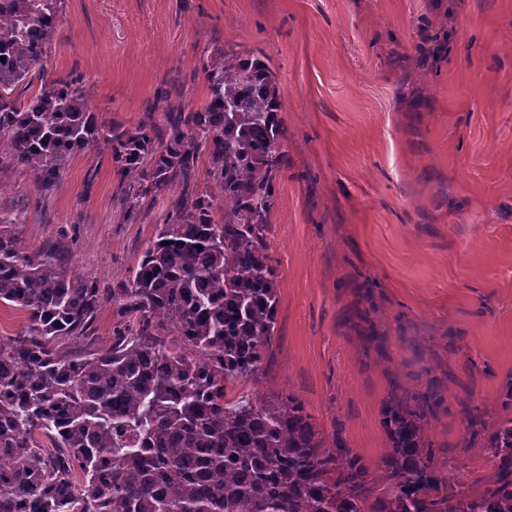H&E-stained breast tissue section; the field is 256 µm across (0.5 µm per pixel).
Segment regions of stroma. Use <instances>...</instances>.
I'll return each instance as SVG.
<instances>
[{
  "label": "stroma",
  "mask_w": 512,
  "mask_h": 512,
  "mask_svg": "<svg viewBox=\"0 0 512 512\" xmlns=\"http://www.w3.org/2000/svg\"><path fill=\"white\" fill-rule=\"evenodd\" d=\"M253 55L282 95L285 162L268 255L275 339L232 389L297 397L326 447L342 440L387 486L381 409L427 407L451 487L495 475L482 445L512 418V0H64L37 76L82 77L104 127L165 125L205 101L203 65ZM106 143L55 189L0 151V219L105 298L68 354L102 350L173 184L137 220Z\"/></svg>",
  "instance_id": "35a3bbf8"
}]
</instances>
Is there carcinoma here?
<instances>
[{
    "label": "carcinoma",
    "instance_id": "obj_1",
    "mask_svg": "<svg viewBox=\"0 0 512 512\" xmlns=\"http://www.w3.org/2000/svg\"><path fill=\"white\" fill-rule=\"evenodd\" d=\"M62 0H0V132L42 192L70 154L105 140L122 178L124 217L179 182L180 196L129 283L112 289L141 328H117L102 352L70 356L103 294L45 251L0 230V304L25 330L0 338V512H512V418L484 448L496 463L478 494L448 487L426 442V413L382 408L389 486L329 450L293 395L254 401L229 385L254 376L272 346L276 272L267 253L274 181L283 164L281 95L258 57L204 66L203 106H178L167 128L104 132L75 77L23 101L16 85L47 52ZM224 198L194 186L198 144ZM177 329L201 355L171 350L151 328Z\"/></svg>",
    "mask_w": 512,
    "mask_h": 512
}]
</instances>
